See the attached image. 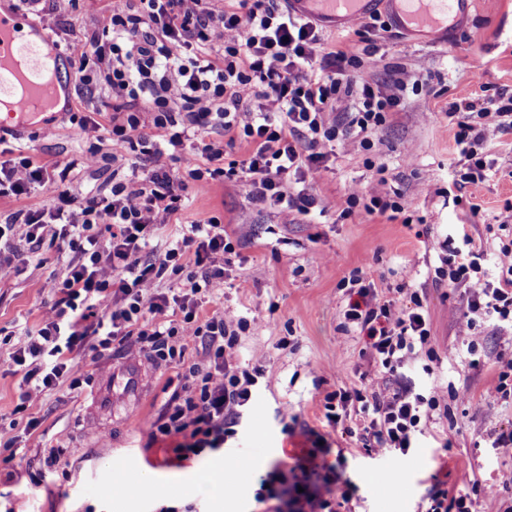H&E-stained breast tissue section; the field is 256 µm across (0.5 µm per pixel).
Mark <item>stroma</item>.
<instances>
[{"mask_svg":"<svg viewBox=\"0 0 512 512\" xmlns=\"http://www.w3.org/2000/svg\"><path fill=\"white\" fill-rule=\"evenodd\" d=\"M0 3L36 28L42 14L50 15L48 46L64 59L65 94L60 111L1 130L0 151L29 155L51 169L64 167L88 148L77 118L112 125L110 62L98 59L90 46L95 39L111 41V4L41 0L34 12L25 0ZM322 36L329 45L360 53L354 81L387 86L406 71L427 80L430 93L407 94L402 111L373 135L371 150H362L352 135L334 143L333 157L308 178L315 195L335 202L334 210L315 209L285 224L275 208L250 202L239 182L221 178L205 191L184 193L179 211L148 243L156 249L176 238L181 225L214 217L235 244L222 293L207 299L199 315L226 310L246 317L250 328L235 361L244 367L253 355L263 358L265 376L236 438L226 444L227 451L248 456L250 469L232 470L224 490L204 491L198 483L213 456L179 464L172 440L149 439L147 423L179 366L150 362L144 400L111 416L98 412L95 395L112 362L93 365L85 359L81 365L92 374L91 384L35 396L27 409L41 425L21 438L13 478L0 477V504L11 512H155L160 496L195 505L197 512H255L257 476L303 455L317 433L330 445L329 464L344 477L336 487L337 512H424V498L437 479L449 489L471 492L474 512H505L512 505V450L493 447L491 438L512 429V400L483 404L498 382L499 359H512L506 343L512 333L482 322L472 335L461 333L463 288L433 281L441 245L454 225H465L490 254L504 236L498 224L512 206V131L488 147L496 162L489 179L458 190L453 202L448 191L458 153L446 112L452 102L478 105L487 94L512 92V0H475L469 20L446 47L394 27L361 37L348 29ZM89 70L97 77L92 88L79 80ZM380 164L387 168L388 190L401 196L403 211L394 219L346 204L350 188L370 182ZM130 174L127 161L102 160L74 169L68 186L81 198ZM473 203L481 208L476 219L468 213ZM70 257L46 246L26 254L19 275L0 280V328L19 335L41 323L55 299L51 273L65 268ZM356 270L385 298H396L401 288L418 292L428 313L429 352L419 355L406 377L418 390L440 384L447 406L435 411L401 459L367 452L358 436L329 427L325 418L326 394L360 387L361 373L370 368L363 339L344 325L348 280ZM56 445L66 453L53 481L33 485L29 469L38 468L44 447Z\"/></svg>","mask_w":512,"mask_h":512,"instance_id":"obj_1","label":"stroma"}]
</instances>
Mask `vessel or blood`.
Here are the masks:
<instances>
[{"mask_svg":"<svg viewBox=\"0 0 512 512\" xmlns=\"http://www.w3.org/2000/svg\"><path fill=\"white\" fill-rule=\"evenodd\" d=\"M294 12L317 18L326 29L350 26L375 8L378 0H290ZM397 26L423 40L447 41L474 0H385ZM56 99V89L44 77L41 46L25 39L19 18L0 13V103L10 106L8 119L38 111ZM145 361L126 358L114 364L99 395L104 407L142 399Z\"/></svg>","mask_w":512,"mask_h":512,"instance_id":"1","label":"vessel or blood"}]
</instances>
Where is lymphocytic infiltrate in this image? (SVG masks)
<instances>
[{
  "mask_svg": "<svg viewBox=\"0 0 512 512\" xmlns=\"http://www.w3.org/2000/svg\"><path fill=\"white\" fill-rule=\"evenodd\" d=\"M140 3L137 10L121 2L114 6L112 44L96 52L112 54L116 98L148 99V119L130 113L113 124L112 154L140 152L151 168L113 183L110 194L96 193L74 206L67 171L50 176L28 156L1 160L0 195L22 199L51 181L59 203L0 217V279L16 269L14 233L30 248L50 242L71 253L57 300L9 354L22 374L24 404L63 384L80 388L86 377L76 357L83 352L95 363L121 350L180 364L189 342L200 341L202 361L188 366L149 431L153 440L176 438L174 457L185 461L222 448L234 436L265 370L259 363L242 369L232 362L250 327L247 320L227 311L199 317L203 300L222 290L235 252L223 224L210 218L187 225L149 258L143 255L148 237L177 213L182 192L206 190L219 177L239 178L248 198L276 205L285 224L315 207L333 209L307 184L309 173L329 159L330 143L353 128L360 147L370 149L371 134L400 111L404 92L422 85L410 74L397 79L392 93L355 84L357 55L325 47L318 26L278 0H238L224 8L216 0ZM487 103L480 113L469 103L448 107L459 155L456 188L487 180L494 162L486 148L512 130V94ZM209 126L249 145L240 165H224L223 146L212 142L199 147L208 167L180 172L163 163L152 131L165 133L177 149ZM442 249L434 282L468 291L463 329L474 330L480 320L512 327V240L490 256L461 230ZM351 281L358 289L344 317L363 338V354L376 369L365 374L362 388L327 393L325 417L329 426L343 424L349 404H357L364 448L404 456L443 398L439 387L418 392L392 380L398 370L414 366L429 342L426 311L417 293L400 304L380 298L360 275ZM327 454V446L317 444L297 464L259 475L254 499L261 512H335L330 488L338 476Z\"/></svg>",
  "mask_w": 512,
  "mask_h": 512,
  "instance_id": "f902f5d3",
  "label": "lymphocytic infiltrate"
}]
</instances>
